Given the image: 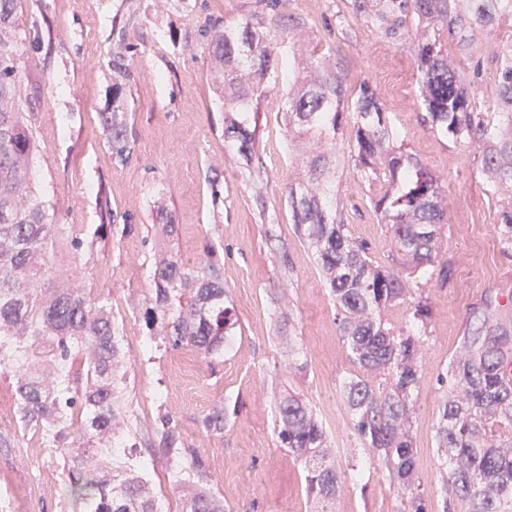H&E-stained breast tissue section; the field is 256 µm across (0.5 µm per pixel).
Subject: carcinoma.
<instances>
[{"label": "carcinoma", "instance_id": "cac0c4a2", "mask_svg": "<svg viewBox=\"0 0 512 512\" xmlns=\"http://www.w3.org/2000/svg\"><path fill=\"white\" fill-rule=\"evenodd\" d=\"M289 0H257L234 27L211 35V69L224 94V152L247 169L262 167L256 130L267 90L288 84L283 122L288 139L306 138L310 150L291 158L302 175L284 194L292 221L315 254L336 303L341 336L360 374L344 386L356 439L386 469L411 512H425L416 476L412 432L414 397L421 381L420 350L427 340L431 301L425 288L447 284L452 262L441 251L445 190L422 161L404 148L376 90L355 89L323 56L300 66L303 18ZM364 22L391 40L414 44L422 123L436 136L481 148L482 171L504 189L497 213L503 253L512 258V38L494 43L500 59L490 121L471 104L463 70L448 53L454 38L464 60L476 34L491 36L512 20V0H350ZM22 0H0V373L9 374L15 417L41 434L62 461L60 494L68 512H161L148 479L150 462L128 449L125 398L127 353L123 322L112 303L92 297L72 279L74 261L89 264L100 246L135 233L121 224H61L33 197L29 169L37 142L22 98L26 38ZM353 120L350 162L376 187L374 209L388 225L390 263L373 261L367 245L336 216V154L344 119ZM100 125L112 160L126 164L134 134L124 98L112 97ZM151 294L130 303L150 351L193 347L204 356L224 353L236 320L224 305V260L212 240L190 263L154 252ZM405 304L404 325L383 312ZM443 399L436 423L445 512H512V289L487 288L467 310L461 351L438 379ZM278 439L299 459L313 512H334L344 475L336 469L329 437L309 405L296 395L278 402ZM210 434L224 432V407L201 420ZM153 443L183 464L175 483L185 492L183 512H225L210 488L208 458L183 438L170 412L152 423Z\"/></svg>", "mask_w": 512, "mask_h": 512}]
</instances>
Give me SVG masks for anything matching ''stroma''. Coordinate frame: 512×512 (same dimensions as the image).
Instances as JSON below:
<instances>
[{
  "instance_id": "35a3bbf8",
  "label": "stroma",
  "mask_w": 512,
  "mask_h": 512,
  "mask_svg": "<svg viewBox=\"0 0 512 512\" xmlns=\"http://www.w3.org/2000/svg\"><path fill=\"white\" fill-rule=\"evenodd\" d=\"M255 0H22L25 31L41 42L25 58L38 132L32 173L49 212L64 224H98L101 196L116 216H133L140 231L100 248L86 269L95 296L122 318L130 362L126 397L133 430L147 446L160 410L174 414L185 440L203 449L212 490L226 512H311L303 471L277 438V393L296 394L328 433L337 466L358 459L336 499V512H409L381 466L370 464L356 440L343 385L353 373L336 308L311 250L291 222L282 188L294 169L282 121L284 91L260 109L264 171L249 173L224 154V101L210 73L205 25L232 26ZM308 22V51L326 54L351 85L367 81L392 116L408 150L436 175L447 193L444 244L453 263L447 286L429 283L432 314L422 348V381L415 398L416 471L427 512H443L435 424L441 392L436 377L461 346L466 312L488 288L512 286V260L495 231L497 194L485 180L478 148L441 140L424 128L411 41H390L352 11L349 0H291ZM122 55L131 76L112 79ZM128 103L135 133L130 163H115L99 114L113 94ZM224 186L213 200L208 181ZM348 233L365 241L373 260L388 259V227L373 211L369 189L351 169L336 177ZM174 223L172 237L155 227ZM222 234L226 301L238 319L217 359L193 348L149 352L127 301L147 294L149 253L159 249L188 260L203 251L213 225ZM299 351L302 370L290 368ZM163 399H156V391ZM223 406V433L208 434L201 418ZM32 431L18 427L12 383L0 376V512H66L59 496L63 470L50 451L31 458Z\"/></svg>"
}]
</instances>
